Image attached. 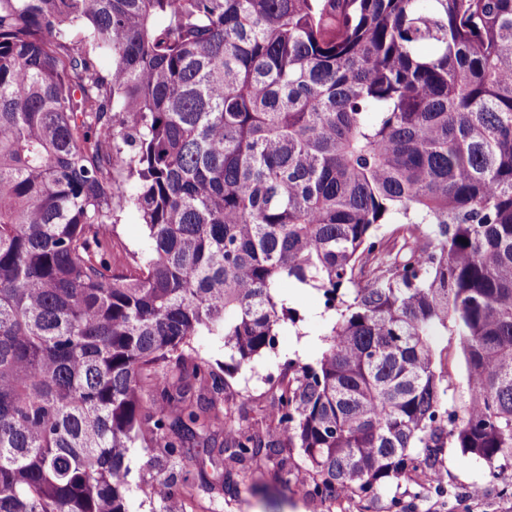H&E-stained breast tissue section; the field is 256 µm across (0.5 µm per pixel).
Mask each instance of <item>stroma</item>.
<instances>
[{"label":"stroma","instance_id":"stroma-1","mask_svg":"<svg viewBox=\"0 0 512 512\" xmlns=\"http://www.w3.org/2000/svg\"><path fill=\"white\" fill-rule=\"evenodd\" d=\"M280 296L296 315V324L286 325L279 337L276 352L260 358L253 368L240 370L232 380L235 395L230 403L231 424L242 430L264 429V415L271 405L274 391L266 380L279 362L294 359L302 363L316 361L325 347L335 316L324 307L321 293L283 282ZM300 454H292L286 462L261 459L246 465L232 464L238 481L235 496L215 491L220 468L211 465L202 446H195L183 458L167 457L160 448L130 449L131 489L126 499L128 512H512V497L501 494L499 482L490 480L481 462L463 459L459 449H445L440 458L447 475L443 488L433 480L419 477L391 484L386 495L370 501L341 498L335 502H319L294 491L279 497L263 491L270 472L285 466L298 469ZM164 474L178 496L160 499L153 491V478ZM484 489L481 499L468 496L471 486Z\"/></svg>","mask_w":512,"mask_h":512}]
</instances>
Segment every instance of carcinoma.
I'll list each match as a JSON object with an SVG mask.
<instances>
[{
	"instance_id": "obj_1",
	"label": "carcinoma",
	"mask_w": 512,
	"mask_h": 512,
	"mask_svg": "<svg viewBox=\"0 0 512 512\" xmlns=\"http://www.w3.org/2000/svg\"><path fill=\"white\" fill-rule=\"evenodd\" d=\"M283 279L336 319L236 431ZM220 432L218 465L298 449L320 501L447 446L512 487V0H0V512H127L129 448ZM113 234L121 249L142 251L147 245L146 230L139 223L136 213L131 210L119 214V220L113 227ZM195 362H203L218 370L224 367V341L218 336H195L192 341ZM438 350L442 351V367L448 381L457 387L454 397L458 404L468 398L467 385L462 370V357L452 336H437Z\"/></svg>"
}]
</instances>
